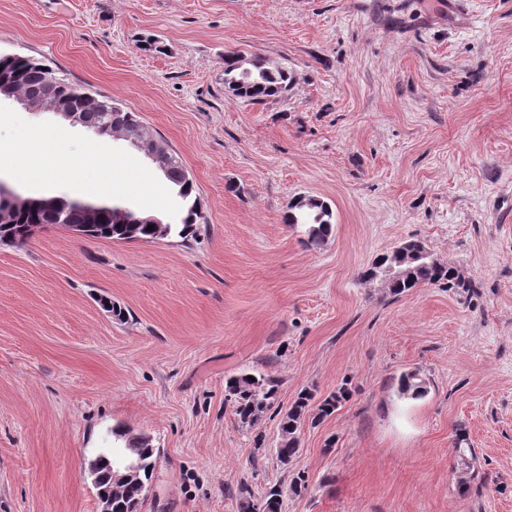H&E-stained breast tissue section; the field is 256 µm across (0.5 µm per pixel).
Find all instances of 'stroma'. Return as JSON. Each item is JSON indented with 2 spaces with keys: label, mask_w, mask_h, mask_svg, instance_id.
<instances>
[{
  "label": "stroma",
  "mask_w": 512,
  "mask_h": 512,
  "mask_svg": "<svg viewBox=\"0 0 512 512\" xmlns=\"http://www.w3.org/2000/svg\"><path fill=\"white\" fill-rule=\"evenodd\" d=\"M460 2L0 0V50L139 112L206 218L185 239L58 224L0 245V512H100L87 465L117 426L159 450L141 512H241L243 487L282 489V512H512V0ZM228 55L288 69L287 92L233 97ZM58 127L66 158L113 157L111 192L89 171L17 175L9 150ZM0 149V184L23 196L177 220L176 189L128 142L2 100ZM301 197L332 208L321 245L285 222ZM410 239L476 290L364 279ZM254 371L279 390L243 427L225 382ZM408 372L423 397L399 395ZM343 385L282 465L297 394Z\"/></svg>",
  "instance_id": "1"
}]
</instances>
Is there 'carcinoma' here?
I'll use <instances>...</instances> for the list:
<instances>
[{"label":"carcinoma","mask_w":512,"mask_h":512,"mask_svg":"<svg viewBox=\"0 0 512 512\" xmlns=\"http://www.w3.org/2000/svg\"><path fill=\"white\" fill-rule=\"evenodd\" d=\"M291 83V75L287 69L271 67L261 58H254L244 66L236 56L224 58V86L236 98L253 103L263 102L279 97ZM19 96L29 101L52 99L63 109L78 112L86 126L96 130L99 136L109 135L110 125L122 124L139 127L141 121L138 113L133 112L110 97L93 96L88 89L74 85L53 68L45 67V63L17 53L0 51V97ZM166 179L177 188L182 200L184 213L175 224H156L153 230L138 221L140 214L121 206L105 208L97 223L87 228L85 236L90 238L120 241H150L158 238L177 235L186 238L196 232V226L206 223L200 203L194 196V184L183 163L173 157L172 163L164 171ZM69 206L62 216L52 210L17 209L11 216V224L0 223V244L18 246L24 244L31 236V227H45L52 224L78 225L87 223L84 210L69 200H63ZM291 225L306 226L307 243L319 245L323 243L333 230V212L331 207L315 198L306 199V203L293 205L291 212L285 217ZM426 249L419 240H409L392 253L378 258L363 274L367 279L378 271V267L392 260H403ZM413 275L402 280H388L385 287L392 295H401L414 288L425 285H446L448 288H460L470 291L476 287L472 280L462 279L451 266L439 263L415 261L410 263ZM279 384L276 380L262 374L248 379L241 374L227 380L226 391L233 403L234 413L240 424L251 426L258 417L269 410L277 396ZM399 392L413 399L425 394L422 381L414 373H405L399 379ZM348 390L338 389L324 398L315 407L309 406L311 396L299 394L280 421L281 441L275 454L280 463L287 465L300 453L299 433L305 419L319 422L333 414L342 401L347 399ZM112 447L100 451L94 461L97 464L99 489L112 491V512H140L144 500L141 482H150L156 466V448L151 440L144 436L132 435L116 428L112 430ZM455 445L460 463L467 469L473 468L476 462L475 450L470 447L463 430L456 431ZM133 460L140 463L141 480L124 485L111 484L112 470L123 463ZM282 492L274 488L268 492L262 504L257 505L245 497L242 502L243 512H281Z\"/></svg>","instance_id":"obj_1"}]
</instances>
